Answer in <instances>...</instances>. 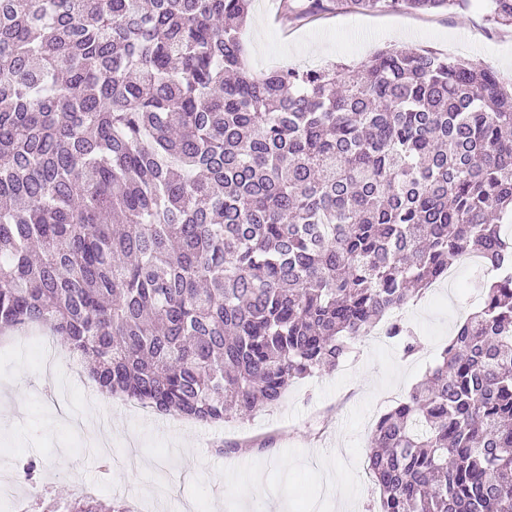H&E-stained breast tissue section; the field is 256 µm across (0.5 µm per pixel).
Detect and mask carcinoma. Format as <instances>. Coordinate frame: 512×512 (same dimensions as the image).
<instances>
[{
	"label": "carcinoma",
	"instance_id": "1",
	"mask_svg": "<svg viewBox=\"0 0 512 512\" xmlns=\"http://www.w3.org/2000/svg\"><path fill=\"white\" fill-rule=\"evenodd\" d=\"M251 2L0 0V334L46 330L98 391L211 425L379 323L414 354L395 313L475 253L497 275L376 421L368 469L380 512H512V81L413 47L256 73ZM488 15L512 26V0ZM40 472L19 469L34 491Z\"/></svg>",
	"mask_w": 512,
	"mask_h": 512
}]
</instances>
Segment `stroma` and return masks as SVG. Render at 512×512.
Here are the masks:
<instances>
[{
	"label": "stroma",
	"mask_w": 512,
	"mask_h": 512,
	"mask_svg": "<svg viewBox=\"0 0 512 512\" xmlns=\"http://www.w3.org/2000/svg\"><path fill=\"white\" fill-rule=\"evenodd\" d=\"M280 0H254L244 32L250 68L302 67L325 61L356 65L397 42L512 72V26L496 27L485 10L381 13L337 10L301 22L280 17ZM492 272L458 268L447 297L408 306L403 320L421 350L404 357L400 344L361 338L330 373L292 384L281 403L218 427L143 412L112 402L119 424L112 465L103 469L89 445L87 420L97 417L85 374L65 370L61 344L34 364L25 337L0 344V487L7 499L27 500L16 463L42 462L41 482L51 492L73 494L74 468L95 497L122 501L133 512H378L379 491L366 469L374 422L404 400L438 360L448 339L474 305ZM29 380L16 391L20 375ZM252 442V450L234 442Z\"/></svg>",
	"instance_id": "1"
}]
</instances>
